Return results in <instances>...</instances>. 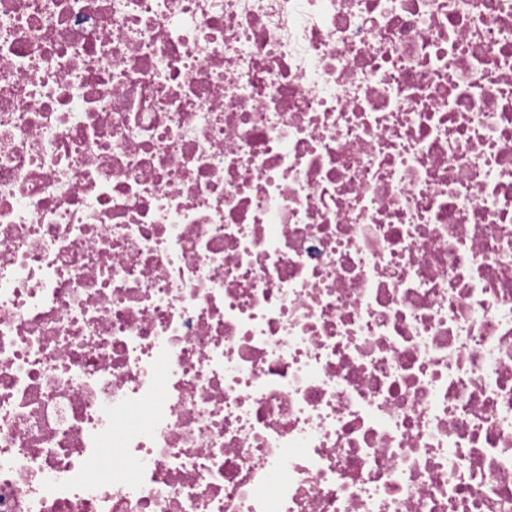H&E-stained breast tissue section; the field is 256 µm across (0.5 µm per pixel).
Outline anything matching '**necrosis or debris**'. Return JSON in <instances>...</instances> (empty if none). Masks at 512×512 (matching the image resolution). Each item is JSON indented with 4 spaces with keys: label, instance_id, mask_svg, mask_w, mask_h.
Masks as SVG:
<instances>
[{
    "label": "necrosis or debris",
    "instance_id": "obj_1",
    "mask_svg": "<svg viewBox=\"0 0 512 512\" xmlns=\"http://www.w3.org/2000/svg\"><path fill=\"white\" fill-rule=\"evenodd\" d=\"M0 512H512V0H0Z\"/></svg>",
    "mask_w": 512,
    "mask_h": 512
}]
</instances>
